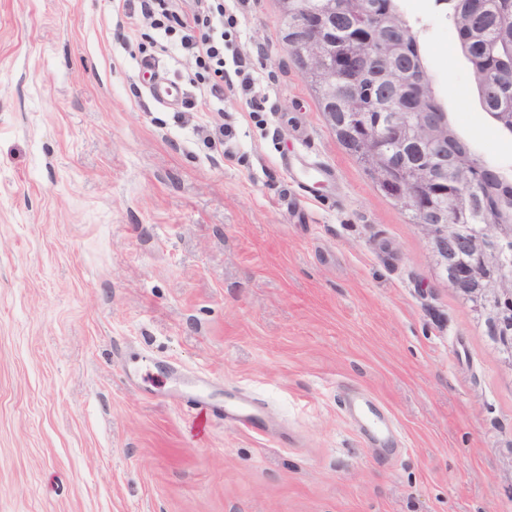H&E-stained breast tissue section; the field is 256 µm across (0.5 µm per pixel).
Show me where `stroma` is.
<instances>
[{
  "mask_svg": "<svg viewBox=\"0 0 512 512\" xmlns=\"http://www.w3.org/2000/svg\"><path fill=\"white\" fill-rule=\"evenodd\" d=\"M431 2L400 6L435 91L512 166ZM282 13L245 0L231 46L267 111H187L194 62L138 7L0 0V512H512V367L338 142ZM228 392L275 429L224 421Z\"/></svg>",
  "mask_w": 512,
  "mask_h": 512,
  "instance_id": "1",
  "label": "stroma"
}]
</instances>
